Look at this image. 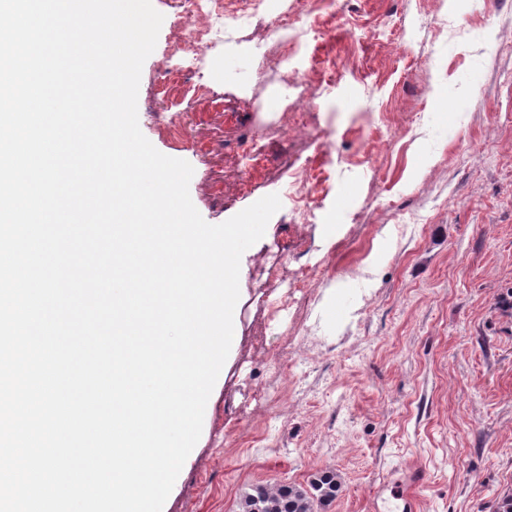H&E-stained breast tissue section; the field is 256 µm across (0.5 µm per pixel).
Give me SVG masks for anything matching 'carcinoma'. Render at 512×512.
<instances>
[{"label": "carcinoma", "mask_w": 512, "mask_h": 512, "mask_svg": "<svg viewBox=\"0 0 512 512\" xmlns=\"http://www.w3.org/2000/svg\"><path fill=\"white\" fill-rule=\"evenodd\" d=\"M336 472L323 470L306 483L258 484L239 500V512H324L341 492Z\"/></svg>", "instance_id": "cac0c4a2"}]
</instances>
